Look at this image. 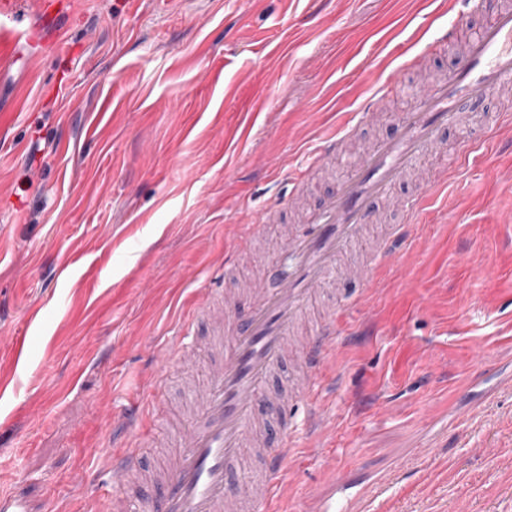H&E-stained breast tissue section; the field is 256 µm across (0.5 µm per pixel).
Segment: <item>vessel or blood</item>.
Instances as JSON below:
<instances>
[{
  "mask_svg": "<svg viewBox=\"0 0 512 512\" xmlns=\"http://www.w3.org/2000/svg\"><path fill=\"white\" fill-rule=\"evenodd\" d=\"M458 39L457 27H449L413 56L407 69L422 68L428 58ZM510 81L512 6H502L466 42L454 67L419 85L413 105L398 117L393 133L367 147L335 187L319 196L302 223L289 232L263 278L250 289L246 313H213L214 298L207 291L194 300L179 330L181 339L163 349V362L181 368L195 362L198 344L191 331L196 318L220 323L222 332L213 343L218 355L196 394L194 409L176 428L172 458L140 498L128 496L127 485L147 469L143 450L153 443L150 406L133 403L125 416V443L109 457L111 487L100 492L97 512H230L242 501L247 512H272L292 469L289 446L303 428L293 407L304 403L310 408L309 425L303 428L308 439H320L330 431L321 403L322 367L336 344L340 316L323 315L318 329L300 342L295 339L297 327L340 256L372 228L378 201L395 188L414 160L438 148L440 133L449 123L484 110ZM393 93L390 84L376 88L358 111L343 113L336 127L320 133L309 163L291 183L292 194L306 190L314 171L339 157L352 136L378 117ZM447 186V168L432 170L419 192L401 199L402 214L408 220L415 218ZM279 217L276 208L254 217L226 255L225 267H232ZM409 240L407 223L386 226L375 249L354 272L358 284L373 286L395 245ZM289 357L296 361L290 390L272 398L271 375ZM261 438L267 442L262 450L265 474L257 478L246 451ZM390 478L387 471L370 476L356 492L340 497L311 493L299 512H367L372 495L389 485Z\"/></svg>",
  "mask_w": 512,
  "mask_h": 512,
  "instance_id": "obj_1",
  "label": "vessel or blood"
}]
</instances>
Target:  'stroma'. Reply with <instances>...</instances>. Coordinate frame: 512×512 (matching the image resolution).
I'll use <instances>...</instances> for the list:
<instances>
[{"label": "stroma", "instance_id": "obj_1", "mask_svg": "<svg viewBox=\"0 0 512 512\" xmlns=\"http://www.w3.org/2000/svg\"><path fill=\"white\" fill-rule=\"evenodd\" d=\"M506 0L456 21L449 0H16L0 53V491L28 512H89L115 447L114 419L160 373L154 465L214 354L191 371L154 352L193 290L256 279L275 236L236 268L220 261L251 212L287 199L317 134L384 81L400 84L354 148L390 135L414 101L403 65L450 24L470 36ZM60 13L55 50L36 20ZM490 113L449 126L396 193L478 128L486 137L418 216L409 249L357 304L326 368L333 427L297 463L278 512L335 476L410 463L371 512H512V128ZM353 150L309 185L315 199ZM27 334L17 366L11 339ZM484 343L474 358L475 343ZM485 398L476 419L451 410ZM433 453H426L428 442Z\"/></svg>", "mask_w": 512, "mask_h": 512}]
</instances>
